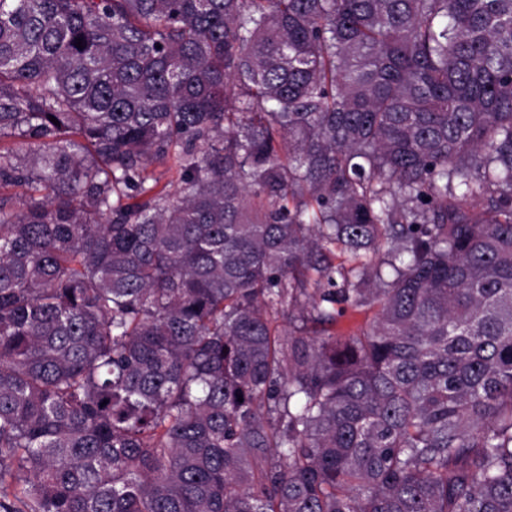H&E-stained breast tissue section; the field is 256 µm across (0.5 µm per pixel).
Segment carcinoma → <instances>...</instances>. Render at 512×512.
<instances>
[{"mask_svg":"<svg viewBox=\"0 0 512 512\" xmlns=\"http://www.w3.org/2000/svg\"><path fill=\"white\" fill-rule=\"evenodd\" d=\"M0 512H512V0H0ZM374 317V309L366 308L361 311H348L336 321L335 329L337 334H351L366 327Z\"/></svg>","mask_w":512,"mask_h":512,"instance_id":"obj_1","label":"carcinoma"}]
</instances>
